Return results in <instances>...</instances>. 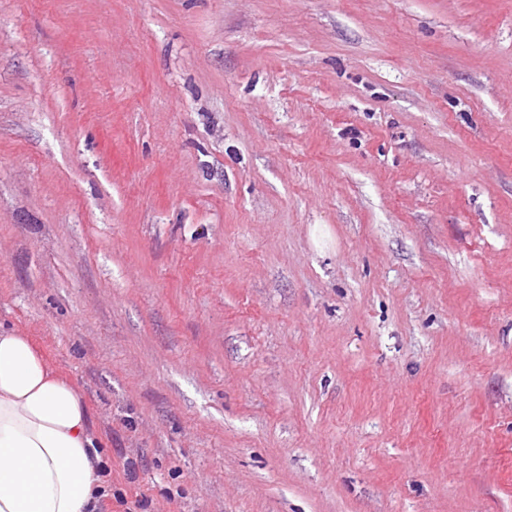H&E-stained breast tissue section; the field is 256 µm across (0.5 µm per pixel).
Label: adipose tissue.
<instances>
[{
    "label": "adipose tissue",
    "mask_w": 512,
    "mask_h": 512,
    "mask_svg": "<svg viewBox=\"0 0 512 512\" xmlns=\"http://www.w3.org/2000/svg\"><path fill=\"white\" fill-rule=\"evenodd\" d=\"M109 474L81 392L0 324V512H95Z\"/></svg>",
    "instance_id": "adipose-tissue-1"
}]
</instances>
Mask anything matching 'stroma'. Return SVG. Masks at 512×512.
I'll list each match as a JSON object with an SVG mask.
<instances>
[{
  "label": "stroma",
  "instance_id": "obj_1",
  "mask_svg": "<svg viewBox=\"0 0 512 512\" xmlns=\"http://www.w3.org/2000/svg\"><path fill=\"white\" fill-rule=\"evenodd\" d=\"M0 323L102 512H512V0H0Z\"/></svg>",
  "mask_w": 512,
  "mask_h": 512
}]
</instances>
